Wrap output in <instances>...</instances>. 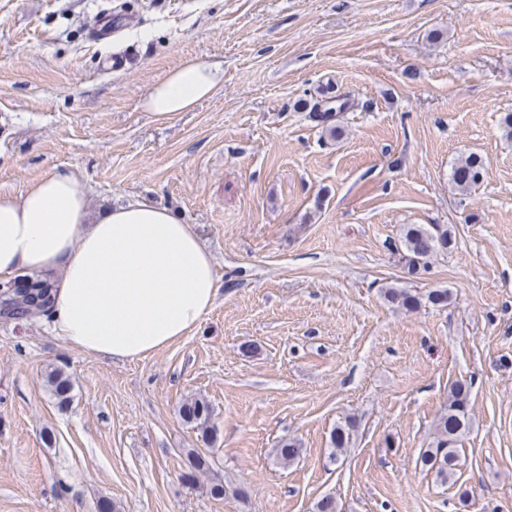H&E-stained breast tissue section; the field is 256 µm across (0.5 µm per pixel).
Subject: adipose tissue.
Here are the masks:
<instances>
[{
  "label": "adipose tissue",
  "instance_id": "1",
  "mask_svg": "<svg viewBox=\"0 0 512 512\" xmlns=\"http://www.w3.org/2000/svg\"><path fill=\"white\" fill-rule=\"evenodd\" d=\"M222 83L218 65L184 60L149 91L159 124ZM57 275L51 328L70 347L117 361L165 348L199 326L218 295L214 259L190 224L139 200L93 218L83 185L58 171L0 189V280Z\"/></svg>",
  "mask_w": 512,
  "mask_h": 512
}]
</instances>
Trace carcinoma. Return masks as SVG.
Masks as SVG:
<instances>
[{"mask_svg":"<svg viewBox=\"0 0 512 512\" xmlns=\"http://www.w3.org/2000/svg\"><path fill=\"white\" fill-rule=\"evenodd\" d=\"M333 101L335 98L327 97L315 103L308 100H300L297 103L302 110L318 113L321 123L324 124V133L330 139L338 138L339 132V127L327 124L329 112L332 111L329 104ZM483 171V161L479 156L471 153L459 159L453 166L451 181L459 193L465 194L482 180ZM452 243L451 232L445 224L408 225L399 242L408 273L418 274L426 270L431 260L439 252L448 249ZM24 281L28 284V288L14 293L8 309L0 308V319L19 324L35 314L48 315L53 306L54 276L26 275ZM385 296L389 301L407 310L421 304L420 298L405 288L388 287L385 290ZM46 382L59 403L63 404L69 399L71 382L62 369L51 370ZM211 416L212 407L205 399H191L180 408L181 419L197 428L203 442L207 445L214 443L215 428L211 426ZM470 426L469 386L465 383H456L449 390L446 412L437 420L434 445L420 451L422 466L434 472L436 477L444 483L448 482L454 474L459 459L457 445L460 439L469 433ZM356 430V421L352 419L345 420L335 428L330 439L333 448L332 457L344 454ZM299 453L300 448L294 440L283 442L278 449L279 460L284 465L294 461Z\"/></svg>","mask_w":512,"mask_h":512,"instance_id":"obj_1","label":"carcinoma"}]
</instances>
